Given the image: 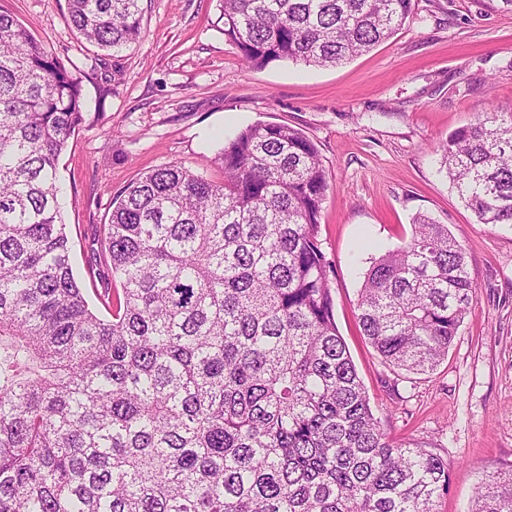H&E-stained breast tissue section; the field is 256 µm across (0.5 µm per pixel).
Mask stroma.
<instances>
[{
	"instance_id": "obj_1",
	"label": "stroma",
	"mask_w": 512,
	"mask_h": 512,
	"mask_svg": "<svg viewBox=\"0 0 512 512\" xmlns=\"http://www.w3.org/2000/svg\"><path fill=\"white\" fill-rule=\"evenodd\" d=\"M142 8L144 36L116 62L69 25L66 0H0L82 80L84 120L58 165L75 276L111 287L103 226L113 196L139 176L178 162L219 182L214 158L242 129L301 130L330 178L320 247L373 413L390 438L427 441L447 460L439 512H469L485 481L512 470V226L476 221L441 148L479 114L512 115V0H415L401 30L342 65L258 70L225 39L218 0ZM420 213L466 249L476 294L447 358L414 375L382 361L357 314L372 259L408 241Z\"/></svg>"
}]
</instances>
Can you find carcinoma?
Here are the masks:
<instances>
[{"label": "carcinoma", "mask_w": 512, "mask_h": 512, "mask_svg": "<svg viewBox=\"0 0 512 512\" xmlns=\"http://www.w3.org/2000/svg\"><path fill=\"white\" fill-rule=\"evenodd\" d=\"M141 0H68L112 58ZM251 69L335 66L394 35L414 0H219ZM81 80L0 13V512H438L448 462L391 441L333 316L315 145L256 123L215 156L224 181L161 165L112 197L119 283L78 284L57 174ZM442 166L481 224H512V115L453 132ZM374 259L358 319L388 364L434 370L476 287L448 225L419 214ZM471 512H512V470Z\"/></svg>", "instance_id": "obj_1"}]
</instances>
